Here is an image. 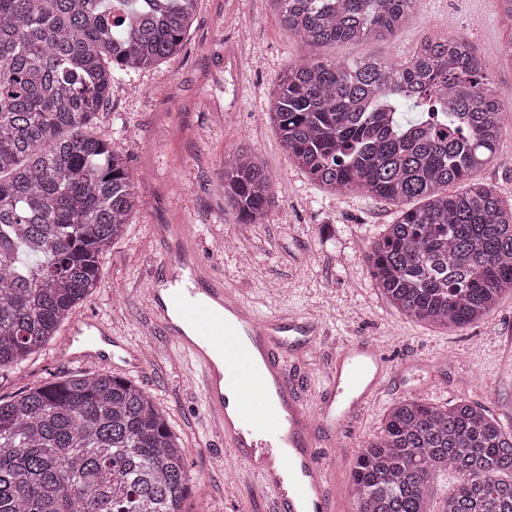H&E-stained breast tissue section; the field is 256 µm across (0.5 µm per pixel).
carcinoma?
<instances>
[{
    "label": "carcinoma",
    "instance_id": "1",
    "mask_svg": "<svg viewBox=\"0 0 512 512\" xmlns=\"http://www.w3.org/2000/svg\"><path fill=\"white\" fill-rule=\"evenodd\" d=\"M269 3L307 51L270 102L293 165L331 193L405 206L369 255L376 287L425 326L485 318L512 294V203L475 177L508 111L486 57L448 34L422 39L401 62L328 59V45L389 40L419 0ZM197 7L0 0L1 373L99 287L101 260L142 200L96 115L115 75L179 53ZM219 178L238 222L263 223L273 199L264 162L239 146ZM448 470L443 512H512V430L466 401L398 402L351 467L357 512H431L430 479ZM190 482L165 411L129 380L79 372L0 398V512H184Z\"/></svg>",
    "mask_w": 512,
    "mask_h": 512
}]
</instances>
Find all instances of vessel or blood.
<instances>
[{"instance_id":"b4317fda","label":"vessel or blood","mask_w":512,"mask_h":512,"mask_svg":"<svg viewBox=\"0 0 512 512\" xmlns=\"http://www.w3.org/2000/svg\"><path fill=\"white\" fill-rule=\"evenodd\" d=\"M172 257L146 292L151 320L191 362L208 417L223 416L226 449L272 492L271 512H332L331 470L320 435L335 436L373 402L389 367L367 340L345 342L324 373L317 405L296 384V362L321 325L289 314L250 310L236 285L215 276L197 236L172 226ZM71 337L80 355L115 366L124 349L100 321L78 320Z\"/></svg>"}]
</instances>
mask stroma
I'll return each mask as SVG.
<instances>
[{"instance_id": "1", "label": "stroma", "mask_w": 512, "mask_h": 512, "mask_svg": "<svg viewBox=\"0 0 512 512\" xmlns=\"http://www.w3.org/2000/svg\"><path fill=\"white\" fill-rule=\"evenodd\" d=\"M450 24L487 56L497 95L512 106V62L502 55L512 44V21L503 17L499 0H421L416 20L393 41L339 43L322 54L351 62L401 60ZM303 55L268 0H200L183 50L113 82L97 114V127L127 155L143 205L124 238L107 250L99 288L73 316L99 318L134 350L153 351L147 372L127 378L161 405L182 440L192 477L186 512H270L271 499L209 426L187 359L169 337L149 329L146 287L172 252L170 240L156 235L161 225L181 224L200 236L214 272L235 282L257 313L321 321L326 334L300 366L309 404H316L327 360L344 341L369 338L388 361L416 363L413 373L388 379L330 449L337 512H355L350 466L395 402L420 397L446 406L463 399L512 428V296L483 320L452 330L422 326L387 302L369 274L368 256L399 207L326 192L291 164L269 118L280 77ZM240 145L257 152L274 178V202L261 224L239 223L224 211L219 171L225 153ZM477 177L512 200V120L494 161ZM98 370L66 358L53 340L23 366L0 374V397Z\"/></svg>"}]
</instances>
